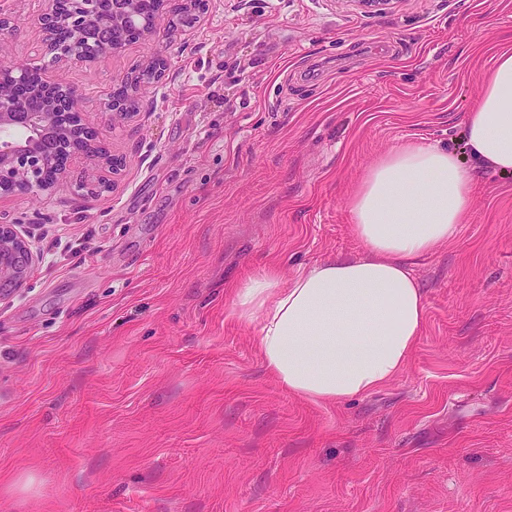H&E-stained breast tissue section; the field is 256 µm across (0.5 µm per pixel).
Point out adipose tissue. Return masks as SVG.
I'll return each instance as SVG.
<instances>
[{"label":"adipose tissue","mask_w":512,"mask_h":512,"mask_svg":"<svg viewBox=\"0 0 512 512\" xmlns=\"http://www.w3.org/2000/svg\"><path fill=\"white\" fill-rule=\"evenodd\" d=\"M459 155L416 139L372 160L346 199L360 256L272 269L233 286L265 370L319 404L366 396L408 366L426 324L416 259L453 244L475 207V171L512 174V47L496 51L466 112Z\"/></svg>","instance_id":"adipose-tissue-1"}]
</instances>
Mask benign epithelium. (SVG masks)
<instances>
[{"label": "benign epithelium", "mask_w": 512, "mask_h": 512, "mask_svg": "<svg viewBox=\"0 0 512 512\" xmlns=\"http://www.w3.org/2000/svg\"><path fill=\"white\" fill-rule=\"evenodd\" d=\"M207 0H70L63 11L58 0H42L30 24L42 34L45 54L58 63L53 74L20 67L9 55V43L21 22L0 9V134L20 130V139H0V200L26 197L41 201L67 182L76 163L89 167L91 175L73 185L79 197L98 196L110 187V177L122 161L108 154L102 132L90 125L84 97L66 76L72 66H87L122 54L131 44L129 32L139 38L160 36L161 21L190 31L200 24ZM166 57L159 52L121 79L127 88L122 99L109 97L103 110L116 125L132 118L139 109L141 85L161 80ZM35 255L31 243L16 230V223L0 214V300L27 287Z\"/></svg>", "instance_id": "7a95c632"}]
</instances>
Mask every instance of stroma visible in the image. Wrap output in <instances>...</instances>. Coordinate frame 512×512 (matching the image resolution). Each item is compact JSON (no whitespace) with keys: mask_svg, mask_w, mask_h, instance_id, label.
<instances>
[{"mask_svg":"<svg viewBox=\"0 0 512 512\" xmlns=\"http://www.w3.org/2000/svg\"><path fill=\"white\" fill-rule=\"evenodd\" d=\"M512 0H209L70 80L112 189L0 201L52 258L0 301V512H512V176L417 260L407 369L326 406L264 369L232 285L359 255L345 196L410 139L460 146ZM145 110L99 104L155 53Z\"/></svg>","mask_w":512,"mask_h":512,"instance_id":"obj_1","label":"stroma"}]
</instances>
